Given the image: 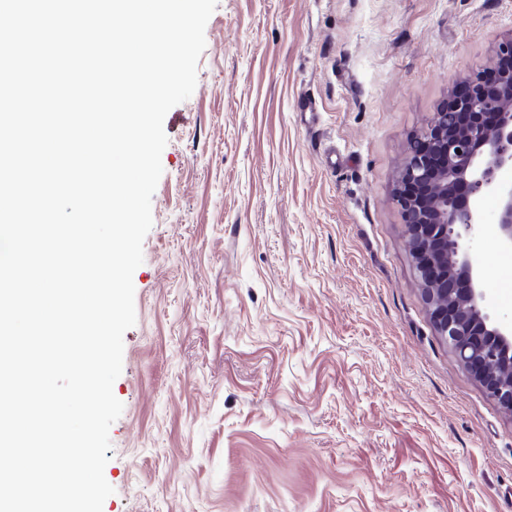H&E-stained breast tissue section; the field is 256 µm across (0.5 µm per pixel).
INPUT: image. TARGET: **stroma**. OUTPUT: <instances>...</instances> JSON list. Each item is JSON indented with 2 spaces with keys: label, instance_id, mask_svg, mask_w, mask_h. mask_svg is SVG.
<instances>
[{
  "label": "stroma",
  "instance_id": "1",
  "mask_svg": "<svg viewBox=\"0 0 512 512\" xmlns=\"http://www.w3.org/2000/svg\"><path fill=\"white\" fill-rule=\"evenodd\" d=\"M511 33L512 0H218L164 120L102 512H512V417L436 334L392 200ZM471 259L512 317V251L489 227Z\"/></svg>",
  "mask_w": 512,
  "mask_h": 512
}]
</instances>
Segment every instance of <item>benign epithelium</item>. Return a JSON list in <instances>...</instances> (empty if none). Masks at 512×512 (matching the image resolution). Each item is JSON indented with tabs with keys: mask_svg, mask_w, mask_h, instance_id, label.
I'll use <instances>...</instances> for the list:
<instances>
[{
	"mask_svg": "<svg viewBox=\"0 0 512 512\" xmlns=\"http://www.w3.org/2000/svg\"><path fill=\"white\" fill-rule=\"evenodd\" d=\"M512 33L496 64L451 89L410 139L392 200L401 212L422 299L438 335L512 416V319L485 310L482 274L468 249L481 236L482 202H497L500 246L512 250Z\"/></svg>",
	"mask_w": 512,
	"mask_h": 512,
	"instance_id": "obj_1",
	"label": "benign epithelium"
}]
</instances>
